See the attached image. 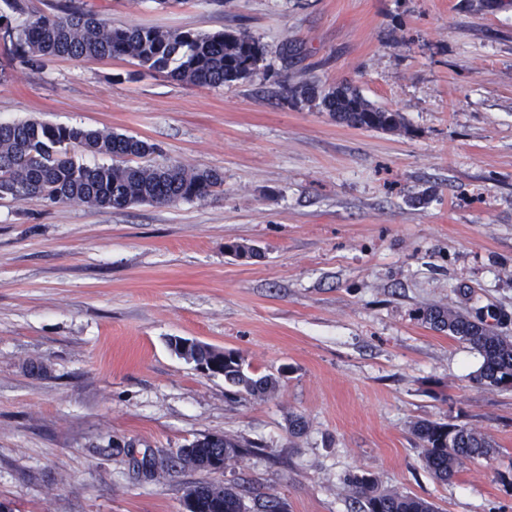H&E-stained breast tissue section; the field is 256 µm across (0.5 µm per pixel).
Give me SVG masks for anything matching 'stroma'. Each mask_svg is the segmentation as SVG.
I'll list each match as a JSON object with an SVG mask.
<instances>
[{"label":"stroma","mask_w":512,"mask_h":512,"mask_svg":"<svg viewBox=\"0 0 512 512\" xmlns=\"http://www.w3.org/2000/svg\"><path fill=\"white\" fill-rule=\"evenodd\" d=\"M76 5L115 26L242 30L266 59L209 88L0 47V122L135 136L156 162L224 177L169 205L0 200V512H186L200 484L246 486L249 508L272 493L286 512H350L345 478L365 470L439 512H512V390L478 385L480 356L422 320L495 313L512 337V0ZM308 81L350 83L403 124L355 129L282 98ZM173 337L280 386L239 392ZM423 419L497 452L438 482ZM212 434L257 449L221 471L142 467Z\"/></svg>","instance_id":"35a3bbf8"}]
</instances>
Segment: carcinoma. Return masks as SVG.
I'll return each mask as SVG.
<instances>
[{
  "mask_svg": "<svg viewBox=\"0 0 512 512\" xmlns=\"http://www.w3.org/2000/svg\"><path fill=\"white\" fill-rule=\"evenodd\" d=\"M0 18L13 23L16 42L11 51L22 64L47 57L72 60L112 59L137 62L148 70L165 72L174 80L219 88L252 76L264 60L265 48L245 31L210 34L161 30L153 27H114L96 16L66 9L59 14L29 12L25 0H4ZM285 99L313 103L337 122L371 130H392L401 123L397 112L375 106L354 87L319 91L303 82L284 86ZM78 146L111 159L87 166L70 156ZM157 151L155 145L124 134L56 125L37 120L0 123V199L39 198L47 202H78L96 207L124 208L142 202L168 205L201 200L223 186L215 170L188 169L178 163L132 165ZM424 318L433 328L448 331L477 351L482 365L474 380L488 388L512 384V341L499 335L483 318L474 320L450 309L432 308ZM172 350L207 370L224 372V381L251 396H265L279 388V378L245 371L234 350H224L187 338L175 337ZM412 433L422 447L424 468L446 483L466 463L488 459L492 441L465 426L421 420ZM241 452V445L226 437L213 442L204 436L177 452V460L200 470H217L223 460ZM353 512H438L435 504L396 488H384L370 472L347 478ZM186 498L190 512H246L243 495L234 486H196ZM256 512H283L273 494L254 498Z\"/></svg>",
  "mask_w": 512,
  "mask_h": 512,
  "instance_id": "obj_1",
  "label": "carcinoma"
}]
</instances>
